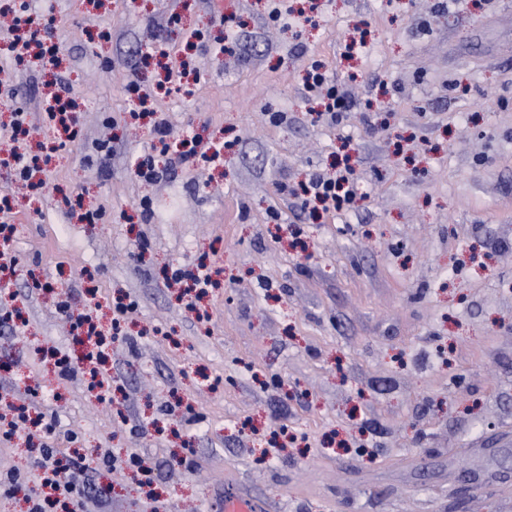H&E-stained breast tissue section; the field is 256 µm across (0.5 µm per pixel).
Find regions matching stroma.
<instances>
[{
  "label": "stroma",
  "mask_w": 512,
  "mask_h": 512,
  "mask_svg": "<svg viewBox=\"0 0 512 512\" xmlns=\"http://www.w3.org/2000/svg\"><path fill=\"white\" fill-rule=\"evenodd\" d=\"M319 3L310 26L296 22L307 0H280L277 21L270 0H28L64 20L51 40L81 124L42 186L0 170L16 227L0 405L32 417L0 439V475L36 491L41 449L87 448L79 483L111 493L76 512H222L228 478L272 512H512V0ZM12 39L0 32V81L34 149L54 139L49 74L15 64ZM152 39L198 75L160 99L172 142L223 151L147 183L134 169L153 131L125 124L124 86L155 90L138 53ZM315 62L348 96L340 121L309 112ZM344 158L348 210L316 220L282 195ZM75 197L100 223L71 214ZM202 263L217 285L191 313L164 272ZM65 299L105 331L128 307L105 393L54 364L81 354Z\"/></svg>",
  "instance_id": "35a3bbf8"
}]
</instances>
